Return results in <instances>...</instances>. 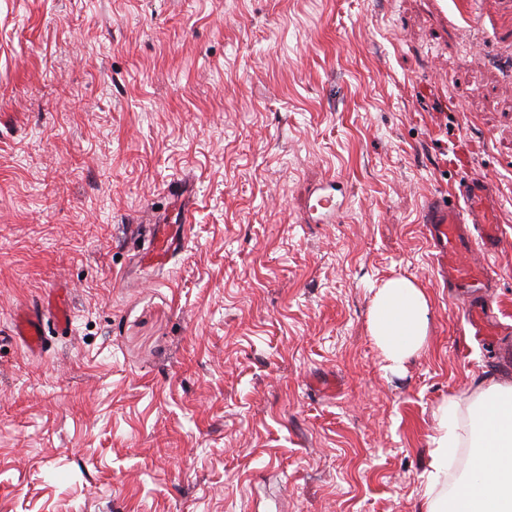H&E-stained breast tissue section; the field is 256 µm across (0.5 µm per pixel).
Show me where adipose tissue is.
<instances>
[{
    "label": "adipose tissue",
    "mask_w": 512,
    "mask_h": 512,
    "mask_svg": "<svg viewBox=\"0 0 512 512\" xmlns=\"http://www.w3.org/2000/svg\"><path fill=\"white\" fill-rule=\"evenodd\" d=\"M430 302L414 280L390 279L376 289L369 333L386 367L397 370L427 343ZM428 482L420 512H512V383L482 378L450 396L435 414ZM465 448L469 463L454 473L453 452Z\"/></svg>",
    "instance_id": "obj_1"
}]
</instances>
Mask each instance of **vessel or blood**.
I'll return each instance as SVG.
<instances>
[{"label":"vessel or blood","mask_w":512,"mask_h":512,"mask_svg":"<svg viewBox=\"0 0 512 512\" xmlns=\"http://www.w3.org/2000/svg\"><path fill=\"white\" fill-rule=\"evenodd\" d=\"M463 207L436 204L428 210L426 222L437 253L438 270L449 287L462 299L461 310L474 334L485 342L501 335L499 323L490 319L479 298L493 285L490 260L498 252L501 233L490 219L491 205L487 183L477 176L468 177L463 185ZM195 211L193 200L182 203L179 223L143 224L147 244L140 253L145 264L164 267L186 247V231ZM308 211L314 224H326L337 218L339 208L329 187L316 188L309 196ZM12 332L29 351H41L45 344V325L33 309L20 311Z\"/></svg>","instance_id":"b4317fda"}]
</instances>
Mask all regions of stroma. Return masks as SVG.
I'll list each match as a JSON object with an SVG mask.
<instances>
[{"instance_id":"obj_1","label":"stroma","mask_w":512,"mask_h":512,"mask_svg":"<svg viewBox=\"0 0 512 512\" xmlns=\"http://www.w3.org/2000/svg\"><path fill=\"white\" fill-rule=\"evenodd\" d=\"M465 2L0 0V512H418L437 408L512 381L424 222L458 158L487 178L512 326V0ZM180 182L184 253L127 282ZM398 277L431 322L391 373ZM47 295L72 328L36 355ZM331 184L316 188L309 196L308 211L310 224H329L337 218L339 208ZM430 311L428 295L412 279H390L376 289L368 328L387 362L386 369H400L426 347ZM13 335L29 351L39 352L45 344V325L42 316L34 309L25 308L14 319Z\"/></svg>"}]
</instances>
